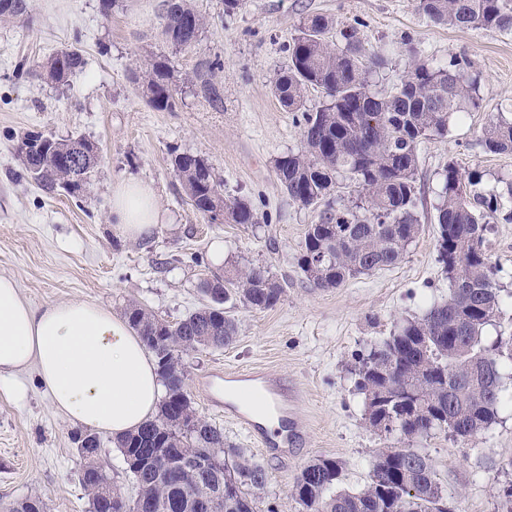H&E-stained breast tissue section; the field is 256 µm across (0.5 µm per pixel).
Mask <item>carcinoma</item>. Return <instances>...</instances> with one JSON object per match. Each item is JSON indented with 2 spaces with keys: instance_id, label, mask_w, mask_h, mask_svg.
<instances>
[{
  "instance_id": "cac0c4a2",
  "label": "carcinoma",
  "mask_w": 512,
  "mask_h": 512,
  "mask_svg": "<svg viewBox=\"0 0 512 512\" xmlns=\"http://www.w3.org/2000/svg\"><path fill=\"white\" fill-rule=\"evenodd\" d=\"M416 8L436 25L512 32V0H416ZM28 0H0L1 18L28 16ZM161 34L176 50L196 47L204 18L193 0H162ZM332 20L306 17L288 44V70L277 75L278 101L302 113L301 146L275 160L274 171L288 197L318 210L308 225L299 269L316 288H338L360 274L399 264L419 236L417 214L419 145L448 133L452 119L480 108L478 83L470 61L453 57L435 63L409 50V64L389 90L373 91L369 77L379 65L356 32L329 40ZM76 48L52 56L43 66L48 79L65 83L82 69ZM223 63L197 68L200 93L222 104L212 81ZM172 70L164 55L153 58L140 82L146 102L174 112L178 101ZM320 88L326 101L304 110L305 94ZM43 151L20 155L25 175L44 192L79 181L87 184L100 162L91 141L45 136ZM482 146L489 153L512 154V117L498 113L487 121ZM173 171L191 205L202 216L227 224H257L252 204L224 194V183L207 159L177 153ZM489 187L477 171L463 172L454 160L443 169V189L435 207L437 252L448 279V299L430 303L421 315L402 320L375 345L357 371L364 396L365 424L392 444L373 452L363 486H342L343 467L319 457L303 467L292 496L303 512H455L431 456L414 442L444 433L476 437L495 422L503 405V339L490 343L485 328L500 314L502 299L487 249L489 224L503 212L512 220V177ZM205 303L176 322L136 303L125 317L157 360L164 395L158 413L115 440L132 477L135 496L126 512H257L269 482L266 468L224 440V431L196 414L186 390L182 356L232 344L237 323L227 305L265 312L282 301L284 286L264 266L214 274L204 281ZM206 451L217 461L199 473L189 462ZM81 483L90 512H116L123 497L99 453L79 449ZM38 496L15 500L7 512H45Z\"/></svg>"
}]
</instances>
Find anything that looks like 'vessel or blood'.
I'll return each mask as SVG.
<instances>
[{
    "label": "vessel or blood",
    "mask_w": 512,
    "mask_h": 512,
    "mask_svg": "<svg viewBox=\"0 0 512 512\" xmlns=\"http://www.w3.org/2000/svg\"><path fill=\"white\" fill-rule=\"evenodd\" d=\"M224 380V416L241 426L265 454L287 455L305 437L292 406L296 391L277 374L262 369L227 371Z\"/></svg>",
    "instance_id": "obj_1"
}]
</instances>
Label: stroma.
<instances>
[{
  "instance_id": "35a3bbf8",
  "label": "stroma",
  "mask_w": 512,
  "mask_h": 512,
  "mask_svg": "<svg viewBox=\"0 0 512 512\" xmlns=\"http://www.w3.org/2000/svg\"><path fill=\"white\" fill-rule=\"evenodd\" d=\"M159 2L119 0L106 17L99 0H30L29 18L0 19V276L15 278L36 306L90 301L120 314L135 302L176 321L201 306L200 287L212 273L267 267L287 284L281 303L266 312L235 305L233 344L190 353L182 363L197 413L266 467L269 483L257 512H301L292 486L308 462H342L350 488L366 478L381 445L364 421L359 360L397 321L448 296L433 210L444 166L452 160L462 170H480L489 183L512 173V154L486 152L481 143L489 117L512 110V33L434 25L414 0H245L231 17L222 0H194L204 32L196 48L171 55L179 106L160 112L137 83L153 55L166 50L157 30ZM317 13L332 18L335 30L356 28L378 55L376 88L397 83L413 49L438 63L467 57L482 98L480 111L419 148L423 228L403 260L330 290L310 285L297 265L316 213L290 200L274 173L275 160L300 147L301 127L299 113L274 96L272 81L288 65L301 19ZM71 47L82 52V72L64 85L47 79L43 64ZM215 58L223 64L214 77L224 98L219 108L192 83L199 63ZM29 132L98 144L102 162L81 198L45 193L23 173L17 147ZM183 152L207 158L225 194L249 200L259 223H213L195 211L170 165L172 154ZM120 180L154 188L164 221L149 236L117 234L112 186ZM488 253L497 286L512 292V223L492 225ZM251 367L277 373L301 393L296 409L308 422V438L287 459L264 457L210 401L224 394L217 370ZM22 379L24 401L0 392V500L38 496L46 512H86L77 427L52 409L35 369ZM423 446L458 512H497L499 490L512 484V406L502 407L481 436L438 434Z\"/></svg>"
}]
</instances>
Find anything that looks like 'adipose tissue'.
<instances>
[{
    "label": "adipose tissue",
    "instance_id": "adipose-tissue-1",
    "mask_svg": "<svg viewBox=\"0 0 512 512\" xmlns=\"http://www.w3.org/2000/svg\"><path fill=\"white\" fill-rule=\"evenodd\" d=\"M112 215L128 239L162 220L153 189L120 181ZM35 369L55 410L74 425L118 437L151 418L162 397L157 367L127 320L91 302L33 307L15 279L0 276V389L23 398L21 373Z\"/></svg>",
    "mask_w": 512,
    "mask_h": 512
}]
</instances>
